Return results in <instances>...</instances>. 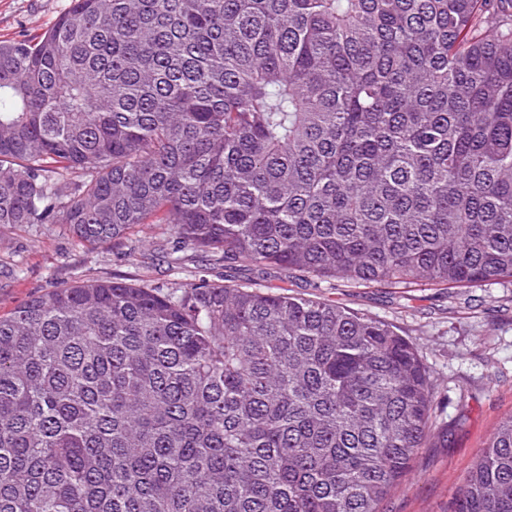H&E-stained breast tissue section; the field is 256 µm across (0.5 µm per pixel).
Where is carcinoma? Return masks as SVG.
Returning a JSON list of instances; mask_svg holds the SVG:
<instances>
[{
    "label": "carcinoma",
    "mask_w": 512,
    "mask_h": 512,
    "mask_svg": "<svg viewBox=\"0 0 512 512\" xmlns=\"http://www.w3.org/2000/svg\"><path fill=\"white\" fill-rule=\"evenodd\" d=\"M512 0H72L0 42V228L339 280L512 278ZM413 343L200 279L0 315V512H380L429 432ZM453 512H512V416Z\"/></svg>",
    "instance_id": "cac0c4a2"
}]
</instances>
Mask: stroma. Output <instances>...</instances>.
<instances>
[{"label": "stroma", "mask_w": 512, "mask_h": 512, "mask_svg": "<svg viewBox=\"0 0 512 512\" xmlns=\"http://www.w3.org/2000/svg\"><path fill=\"white\" fill-rule=\"evenodd\" d=\"M69 6L70 0H0V41L38 37ZM173 240L160 224L117 249L82 244L63 224L0 231V314L63 284L110 278L153 288L202 276L329 299L383 320L419 348L435 382V405L411 473L381 512H452L480 449L512 415L511 280L467 288H350L247 263L228 269L192 253L175 269L167 258Z\"/></svg>", "instance_id": "1"}]
</instances>
